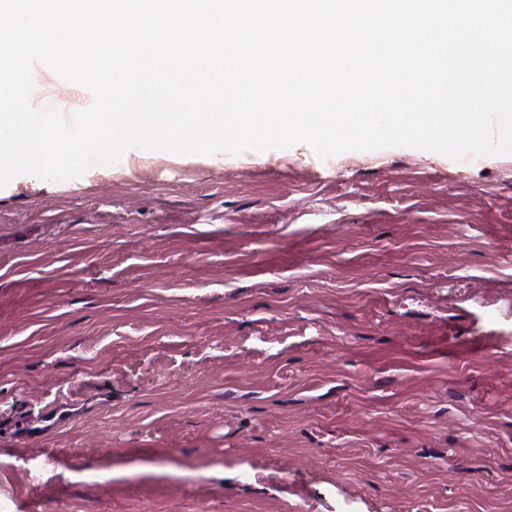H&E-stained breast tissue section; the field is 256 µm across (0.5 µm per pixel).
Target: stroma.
<instances>
[{"label": "stroma", "instance_id": "1", "mask_svg": "<svg viewBox=\"0 0 512 512\" xmlns=\"http://www.w3.org/2000/svg\"><path fill=\"white\" fill-rule=\"evenodd\" d=\"M36 71V103H92ZM33 499L512 512V155L134 150L16 177L0 512Z\"/></svg>", "mask_w": 512, "mask_h": 512}]
</instances>
